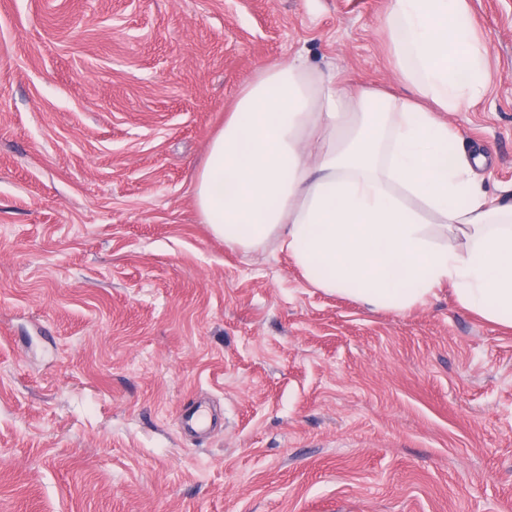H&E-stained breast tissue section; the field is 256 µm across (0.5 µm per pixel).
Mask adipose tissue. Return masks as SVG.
<instances>
[{
    "label": "adipose tissue",
    "mask_w": 512,
    "mask_h": 512,
    "mask_svg": "<svg viewBox=\"0 0 512 512\" xmlns=\"http://www.w3.org/2000/svg\"><path fill=\"white\" fill-rule=\"evenodd\" d=\"M386 28L416 98L344 87L298 57L261 66L210 142L198 215L228 248L276 245L325 292L403 312L448 283L512 328V205L495 203L483 155L439 118L488 86L468 0H393ZM427 211L463 246L435 243Z\"/></svg>",
    "instance_id": "ef3b65f1"
}]
</instances>
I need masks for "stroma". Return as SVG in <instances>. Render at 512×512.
I'll return each mask as SVG.
<instances>
[{
	"instance_id": "1",
	"label": "stroma",
	"mask_w": 512,
	"mask_h": 512,
	"mask_svg": "<svg viewBox=\"0 0 512 512\" xmlns=\"http://www.w3.org/2000/svg\"><path fill=\"white\" fill-rule=\"evenodd\" d=\"M391 5L0 0V512H512V329L326 294L194 204L263 64L414 96ZM469 5L488 93L441 118L511 204L512 0Z\"/></svg>"
}]
</instances>
